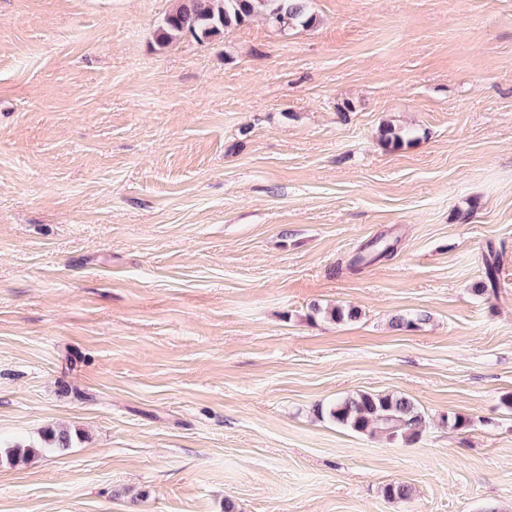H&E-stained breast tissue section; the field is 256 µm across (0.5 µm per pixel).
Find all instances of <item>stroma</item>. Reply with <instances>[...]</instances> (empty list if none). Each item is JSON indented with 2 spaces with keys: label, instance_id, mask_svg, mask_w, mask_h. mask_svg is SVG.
Segmentation results:
<instances>
[{
  "label": "stroma",
  "instance_id": "obj_1",
  "mask_svg": "<svg viewBox=\"0 0 512 512\" xmlns=\"http://www.w3.org/2000/svg\"><path fill=\"white\" fill-rule=\"evenodd\" d=\"M309 3L0 0V512H512V0ZM166 14L157 30V42L167 45L173 40L191 37L203 43L240 26L256 15L273 27L313 28L317 17L310 13L306 0H180ZM326 415L336 424L358 433L379 432L394 438L419 434L422 417L408 398L395 395L361 393L336 400L326 408Z\"/></svg>",
  "mask_w": 512,
  "mask_h": 512
}]
</instances>
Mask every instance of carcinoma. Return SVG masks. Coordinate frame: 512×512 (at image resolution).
Listing matches in <instances>:
<instances>
[{
    "instance_id": "1",
    "label": "carcinoma",
    "mask_w": 512,
    "mask_h": 512,
    "mask_svg": "<svg viewBox=\"0 0 512 512\" xmlns=\"http://www.w3.org/2000/svg\"><path fill=\"white\" fill-rule=\"evenodd\" d=\"M259 14L280 29L312 28L317 23V17L309 12L306 0H180V4L164 16L156 39L162 46L184 37L202 43ZM380 140L394 148L407 142L403 130L390 124L381 127ZM497 269V261L486 263L484 281L475 286L476 292L483 294L496 287ZM326 415L357 433L379 432L390 438L399 435L411 438L419 434L422 420L410 399L371 393L339 399L326 408ZM47 442L48 449L52 451L68 448L71 434L65 429H51Z\"/></svg>"
}]
</instances>
